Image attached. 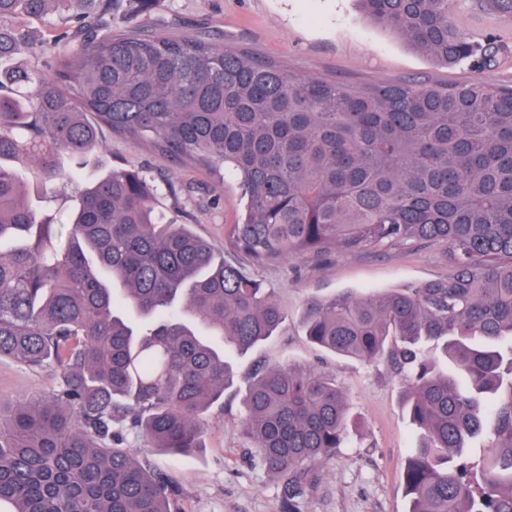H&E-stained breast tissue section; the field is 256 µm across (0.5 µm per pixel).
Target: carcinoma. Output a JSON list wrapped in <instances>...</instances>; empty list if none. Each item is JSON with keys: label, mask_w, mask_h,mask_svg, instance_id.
Wrapping results in <instances>:
<instances>
[{"label": "carcinoma", "mask_w": 512, "mask_h": 512, "mask_svg": "<svg viewBox=\"0 0 512 512\" xmlns=\"http://www.w3.org/2000/svg\"><path fill=\"white\" fill-rule=\"evenodd\" d=\"M360 2L436 63L493 62V37L458 29L454 0ZM116 3L0 0V357L60 377L49 400L0 399V506L180 512L169 475L106 442L127 423L155 448L201 447L233 359L286 319L244 266L439 243L447 276L313 298L305 334L395 361L418 429L409 512H512V83L345 84L88 21ZM52 13L48 53L30 25ZM104 128L236 179L224 253L165 218L146 174L84 179ZM66 187L60 222L50 205ZM250 371L240 427L296 512L313 466L347 439V398L300 365ZM475 439L489 448L477 497Z\"/></svg>", "instance_id": "cac0c4a2"}]
</instances>
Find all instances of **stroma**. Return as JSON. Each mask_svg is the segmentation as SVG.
<instances>
[{
  "mask_svg": "<svg viewBox=\"0 0 512 512\" xmlns=\"http://www.w3.org/2000/svg\"><path fill=\"white\" fill-rule=\"evenodd\" d=\"M453 21L476 37L495 36V61L487 68L438 64L366 14L359 0H155L146 11L137 0H119L113 29L208 38L218 46L245 47L286 68L354 84L414 81L458 84L512 80V12L490 0H455ZM104 167H135L153 181L159 204L216 249L235 223L239 190L206 170L178 165L146 144L100 133ZM270 289L287 318L275 336L248 354L247 364L294 363L331 374L350 404L355 437L313 471L298 512H408L403 470L415 432L402 406L400 377L388 359L374 363L323 352L305 338L302 317L310 297L350 292L364 298L447 275L438 246L336 253L318 260L288 258L250 268ZM58 373L0 358V398L44 399L56 392ZM238 398L225 397L208 415L203 446L189 455L151 447L134 430L123 445L147 457L178 484L182 512H286L281 487L261 466L241 432Z\"/></svg>",
  "mask_w": 512,
  "mask_h": 512,
  "instance_id": "obj_1",
  "label": "stroma"
}]
</instances>
